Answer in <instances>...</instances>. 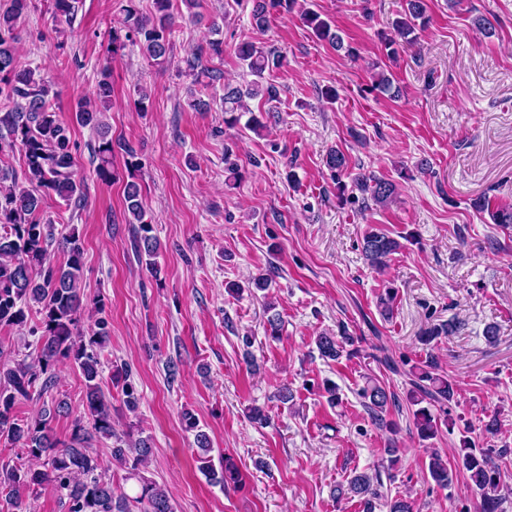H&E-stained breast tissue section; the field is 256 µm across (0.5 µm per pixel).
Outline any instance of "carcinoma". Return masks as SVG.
Segmentation results:
<instances>
[{"label": "carcinoma", "mask_w": 512, "mask_h": 512, "mask_svg": "<svg viewBox=\"0 0 512 512\" xmlns=\"http://www.w3.org/2000/svg\"><path fill=\"white\" fill-rule=\"evenodd\" d=\"M126 2L130 24L124 33L112 30V53H118L131 42L156 63H166L172 50L170 36L174 26L171 0H152L153 12L148 17L139 14L136 0ZM296 5L297 0H254L253 22L262 29L271 16L291 13ZM28 7L29 0H10L7 7L0 9V101L8 103L0 108V154L17 150L24 161L21 177L13 169L0 168V326L22 328L34 314L37 324L29 333L37 341L35 354L12 358L0 365V436L20 444L33 464L1 466L0 485L8 487L16 507L27 512L30 504L25 498L50 482L67 498L69 512H131L134 504L140 506V512H174L167 492L141 474L152 455L149 439H125L112 426V402L98 381L100 355L109 339L107 324L99 319L91 333L85 335L78 331V317L83 312L81 238L75 231L56 237L55 226L44 218L45 197L55 195L68 204L79 202L83 197V182L77 178L69 126L50 105L46 81L36 71L20 67L17 61V24ZM301 19L317 39L329 42L338 50L344 48L343 39L331 22L319 13L304 11ZM428 23L423 0H407V9L391 22V31L381 35L387 55H396L397 46L403 43H414L416 30ZM234 52L255 80L243 88L224 85V123L229 127L238 123V113L247 110L244 99L258 96L269 101L278 99V88L264 82V73L282 65V55L274 48L264 50L251 42H241ZM223 55L224 41L215 39L192 51L186 58V67L213 84L224 79V71L203 65V57L220 60ZM394 82L393 75L381 69L372 75L371 91L396 98L400 87ZM111 98V73L105 68L96 82L93 99H81L74 108L77 124L91 126L99 133L98 145L93 148L98 159L95 174L105 184L115 179L113 143L100 119L98 105L108 104ZM326 166L336 184L338 198L349 204L372 203L385 208L397 194L398 186L391 180L351 175L348 158L340 150L329 152ZM349 186L361 196L347 192ZM124 198L131 223L139 225L137 252L145 255L151 264L158 255V242L152 235L151 225L144 221L140 185L133 180L126 182ZM473 207L488 213L494 224L512 226V207L493 211L490 199L484 196L474 199ZM54 246L66 254L65 263L52 262ZM400 249L397 239L378 230L368 231L362 238L363 256L378 271ZM459 328V323L450 319L424 329L420 340L429 345L443 334H455ZM351 342L349 336L326 333L315 339L319 355L331 361L339 360ZM65 361L77 364L85 379L83 412L75 418L67 442L58 439L50 426L51 412H69L66 401L60 400L53 410L26 420L14 415L17 401L48 393L54 384V367ZM409 374L412 379L407 398L415 407L414 426L421 439H433L446 423L445 405L455 396V384L437 372V365L431 359L412 364ZM121 394L126 409L135 411L140 401L136 388L125 381ZM359 396L375 422L388 426L386 413L396 403L395 396L372 377L366 378ZM183 422L186 430L195 432L199 469L209 482L219 486L241 484V471L231 457L220 458V468L214 467L209 438L199 430L195 416L186 413ZM94 439L113 440L112 460L126 469L125 479L137 482L135 495L112 485L99 455L90 448ZM510 452L508 448H483L467 438L462 440L456 466L466 474L467 488L479 497V512H501V491L505 485L498 460ZM428 473L437 486L451 487L453 471L439 454L430 456ZM379 486L380 472L373 475L356 472L346 483L334 488L333 496L358 497L363 512H374L376 501L381 498Z\"/></svg>", "instance_id": "obj_1"}]
</instances>
